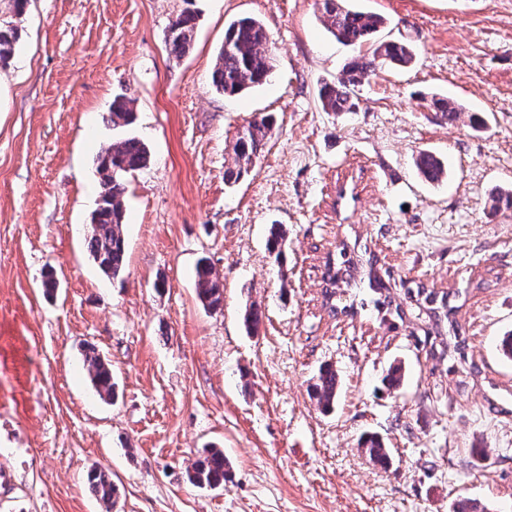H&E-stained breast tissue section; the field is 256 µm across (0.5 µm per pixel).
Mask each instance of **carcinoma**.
I'll use <instances>...</instances> for the list:
<instances>
[{
  "mask_svg": "<svg viewBox=\"0 0 512 512\" xmlns=\"http://www.w3.org/2000/svg\"><path fill=\"white\" fill-rule=\"evenodd\" d=\"M322 23L326 30L340 43L348 46L368 44L370 48L351 58L336 79L321 83L318 98L324 112L336 115L351 112L355 108L354 96L362 80L385 66L406 67L416 58L409 44L396 40H380L377 33L385 24L384 19L372 12L349 9L342 0H320ZM197 15L184 10L172 20L167 34L170 53L181 57L189 48ZM19 40L18 29L11 25H0V66L12 58ZM268 32L261 21L254 17H240L231 21L224 33L222 45L212 72V86L216 93L235 96L267 82L273 64L265 50ZM430 105L436 115L448 123L458 117V107L445 97H432ZM135 120L133 101L117 98L112 102L109 121L114 126H129ZM274 127L272 115H264L247 122L244 134L237 137L231 161L224 170V180L237 183L261 156ZM149 163L145 144L136 137H126L101 149L97 158L102 192L106 198L98 206L90 224L88 249L98 267L114 277L121 275L126 265V243L124 237L125 175L140 170ZM419 174L428 182L440 183L448 179V167L444 161L429 151H420L414 158ZM268 250L281 258L286 245L282 225L272 224L268 229ZM374 257L363 254L344 244L336 259L326 264L323 273L325 288L323 297L329 313L355 315L373 308L383 316L420 326L424 336L455 334L450 293L442 294L423 285L407 287L404 295L414 300L409 308L398 303L392 289L374 269ZM197 295L201 303L210 310L219 309L224 301V289L213 267L201 261L196 270ZM263 312L251 305L243 317L247 332L255 334L262 323ZM91 380L104 398L114 393L112 370L95 350L85 354ZM404 362L396 360L390 364L382 378L388 391L397 392L405 383ZM310 396L317 407L328 414L335 410L341 391V378L330 363L322 365L312 377ZM359 451L370 463L388 469L393 465L392 449L384 438L376 433L361 437ZM230 463L220 448H206L196 460L190 480L199 487H220L228 480ZM90 493L106 506L112 504L117 488L110 474L93 468L88 474Z\"/></svg>",
  "mask_w": 512,
  "mask_h": 512,
  "instance_id": "1",
  "label": "carcinoma"
}]
</instances>
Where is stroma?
I'll return each mask as SVG.
<instances>
[{"label": "stroma", "instance_id": "obj_1", "mask_svg": "<svg viewBox=\"0 0 512 512\" xmlns=\"http://www.w3.org/2000/svg\"><path fill=\"white\" fill-rule=\"evenodd\" d=\"M386 20L380 38L416 50L360 87L355 111H321L318 90L358 50L324 28L316 0H28L0 23L18 28L0 67V512H449L463 495L512 512V0H351ZM197 14L182 58L169 25ZM263 21L266 84L216 94L210 73L232 20ZM461 105L453 124L431 94ZM136 120L112 127L115 98ZM275 129L235 185L224 170L247 121ZM146 145L128 174L126 271L105 275L85 237L100 200L96 158L112 140ZM448 163L424 182L414 158ZM286 229L284 263L266 241ZM358 240L378 270L459 291L464 355L431 358L411 327L375 310L331 316L324 264ZM208 259L224 286L211 311L195 292ZM53 269L54 295L42 274ZM259 307L258 335L243 327ZM112 366L101 399L86 347ZM407 380L381 378L394 359ZM325 363L343 391L322 413L309 385ZM375 432L394 452L383 470L358 451ZM223 449L218 488L189 475L202 449ZM488 459L472 464L471 449ZM112 473L111 508L89 493Z\"/></svg>", "mask_w": 512, "mask_h": 512}]
</instances>
